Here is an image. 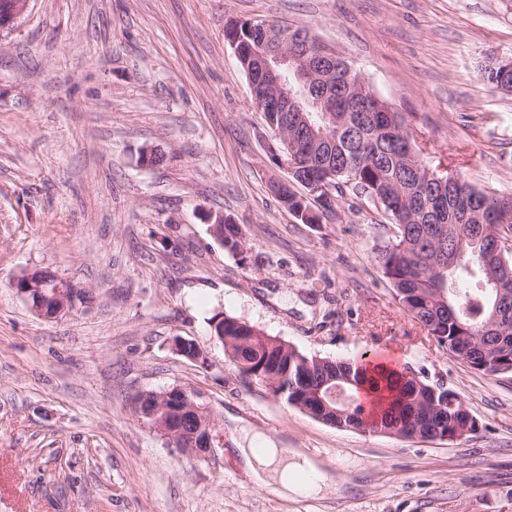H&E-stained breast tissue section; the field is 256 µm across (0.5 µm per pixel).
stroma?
Instances as JSON below:
<instances>
[{"mask_svg":"<svg viewBox=\"0 0 512 512\" xmlns=\"http://www.w3.org/2000/svg\"><path fill=\"white\" fill-rule=\"evenodd\" d=\"M308 30L408 113L424 163L512 193V0H30L0 30V512H512V377L453 358L404 312L375 260L392 235L352 188L306 224L224 36L229 20ZM151 146L165 160L143 166ZM246 241L228 255L207 215ZM47 269L90 299L58 319L11 286ZM223 312L311 354L387 356L453 390L479 422L457 441L338 429L242 378ZM197 343L210 365L170 343ZM202 392L223 447L192 457L132 409ZM304 454L317 497L255 487L233 421ZM496 64L502 68L504 72H508L512 70V58H504L495 60ZM496 67L494 62L491 61L489 64L484 66L483 77L484 79L494 85L496 88H499L500 85L504 84H512V72L510 71L507 75H503L501 72V68Z\"/></svg>","mask_w":512,"mask_h":512,"instance_id":"obj_1","label":"stroma"}]
</instances>
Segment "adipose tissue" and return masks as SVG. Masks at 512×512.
<instances>
[{
  "label": "adipose tissue",
  "instance_id": "1",
  "mask_svg": "<svg viewBox=\"0 0 512 512\" xmlns=\"http://www.w3.org/2000/svg\"><path fill=\"white\" fill-rule=\"evenodd\" d=\"M235 445L255 486L284 497L322 493L326 475L311 459L283 453L271 439L243 427L237 430Z\"/></svg>",
  "mask_w": 512,
  "mask_h": 512
}]
</instances>
